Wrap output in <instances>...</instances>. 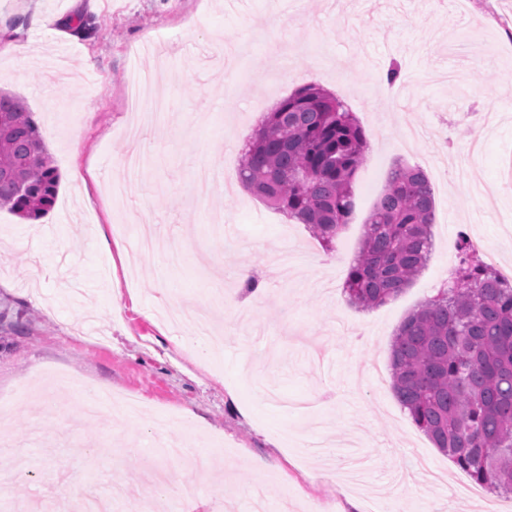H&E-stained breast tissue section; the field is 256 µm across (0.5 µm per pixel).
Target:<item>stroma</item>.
I'll use <instances>...</instances> for the list:
<instances>
[{
    "instance_id": "1",
    "label": "stroma",
    "mask_w": 512,
    "mask_h": 512,
    "mask_svg": "<svg viewBox=\"0 0 512 512\" xmlns=\"http://www.w3.org/2000/svg\"><path fill=\"white\" fill-rule=\"evenodd\" d=\"M463 4L452 18L442 0H0V89L25 100L61 176L40 219L0 209V400L30 471L0 473V512L28 499L64 512L73 485L143 512L111 489L139 487L150 466L172 474L150 512H253L256 488L265 512H512L432 445L390 383L393 334L447 281L460 231L512 266V89L488 76L512 66V0ZM79 9L95 35L57 37ZM394 63L403 96L385 79ZM155 70L174 121L134 146L127 81ZM305 84L344 100L370 147L329 251L237 177L265 113ZM486 111L497 122L471 161ZM134 148L139 180L112 197ZM399 162L429 178L434 249L411 286L363 311L343 286ZM243 265L265 288L247 324ZM176 299L216 308L221 351L186 348L156 319ZM111 391L137 407L83 414L87 395Z\"/></svg>"
}]
</instances>
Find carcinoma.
Returning a JSON list of instances; mask_svg holds the SVG:
<instances>
[{
	"label": "carcinoma",
	"instance_id": "1",
	"mask_svg": "<svg viewBox=\"0 0 512 512\" xmlns=\"http://www.w3.org/2000/svg\"><path fill=\"white\" fill-rule=\"evenodd\" d=\"M369 143L354 112L308 84L280 100L246 145L242 185L331 249L353 210V180ZM60 174L22 99L0 91V208L39 219ZM434 197L426 174L398 164L368 218L344 291L372 310L424 269L433 246ZM448 282L394 333L391 385L413 423L477 484L512 494V282L467 238Z\"/></svg>",
	"mask_w": 512,
	"mask_h": 512
}]
</instances>
